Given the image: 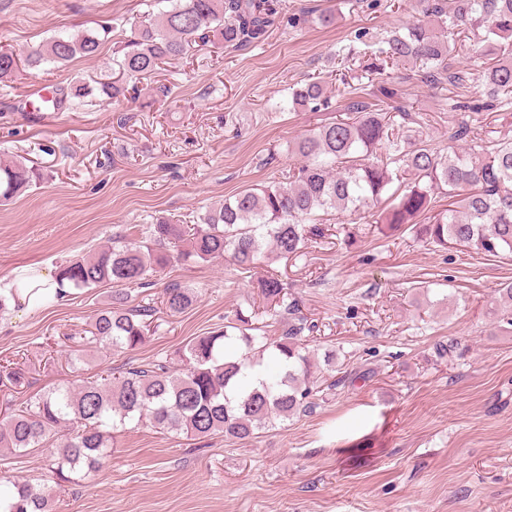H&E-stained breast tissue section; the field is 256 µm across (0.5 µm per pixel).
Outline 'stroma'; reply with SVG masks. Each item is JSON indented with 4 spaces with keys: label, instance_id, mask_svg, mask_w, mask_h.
<instances>
[{
    "label": "stroma",
    "instance_id": "obj_1",
    "mask_svg": "<svg viewBox=\"0 0 512 512\" xmlns=\"http://www.w3.org/2000/svg\"><path fill=\"white\" fill-rule=\"evenodd\" d=\"M286 2L297 15L333 8L336 22L283 21L256 46H199L142 79L138 99L56 108L53 88L111 77L143 0H0V47L20 57L0 80V159L26 157L43 175L0 203L1 290L21 271L55 272L116 234L145 242L159 217L194 224L237 191L277 181L289 142L337 117L289 109L290 88L331 70L356 33L381 37L424 17L422 0ZM101 26L108 38L94 58L62 67L23 59L52 36ZM344 74L369 92L395 88L387 111L421 114L420 139L447 149L460 119L448 87L406 66L367 75L355 58ZM323 222L326 238L305 256L268 253L248 280L227 258L172 263L162 281L191 286L196 300L160 312L156 333L132 351L80 352L72 342L110 303L109 283L27 313L0 311V363L21 352L31 367L21 392L0 386V405L166 357L238 307L266 318L249 282L271 274L317 325L310 348L335 351L358 375L314 414L249 441L128 423L94 477L57 490L54 512H512V335L488 313L495 289L512 281V257L444 251L409 232L387 237L370 216L332 212ZM451 339L464 355L438 358L436 345ZM48 463L43 448L0 449V478L39 484Z\"/></svg>",
    "mask_w": 512,
    "mask_h": 512
}]
</instances>
